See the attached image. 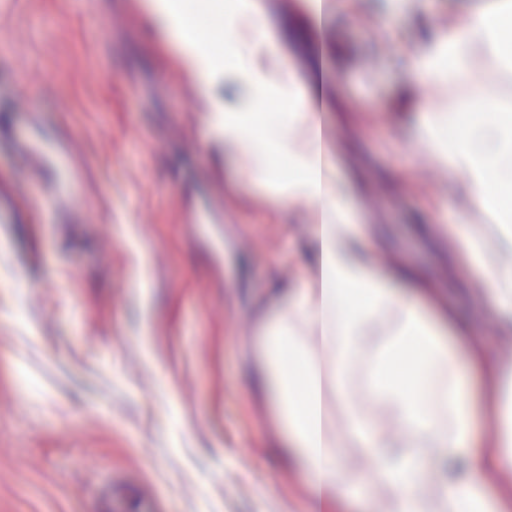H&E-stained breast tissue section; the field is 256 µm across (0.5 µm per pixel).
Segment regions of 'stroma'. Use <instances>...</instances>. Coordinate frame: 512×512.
Masks as SVG:
<instances>
[{
    "label": "stroma",
    "mask_w": 512,
    "mask_h": 512,
    "mask_svg": "<svg viewBox=\"0 0 512 512\" xmlns=\"http://www.w3.org/2000/svg\"><path fill=\"white\" fill-rule=\"evenodd\" d=\"M490 0H417L390 29L370 0L326 19L314 59L304 0H262L302 79L320 69L332 158L348 200L383 247L503 357L474 270L455 255L456 184L416 145L421 113L444 112L463 82L412 85L402 50ZM499 112L512 77L472 54ZM178 50L142 22L138 0H13L0 9V197L37 192L13 151L30 113L84 166L86 220L51 203L0 213V512H310L279 427L249 383L245 347L273 313L274 283L303 271L308 227L275 213L246 158L205 149L211 98Z\"/></svg>",
    "instance_id": "stroma-1"
}]
</instances>
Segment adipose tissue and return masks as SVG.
<instances>
[{
    "mask_svg": "<svg viewBox=\"0 0 512 512\" xmlns=\"http://www.w3.org/2000/svg\"><path fill=\"white\" fill-rule=\"evenodd\" d=\"M143 5L177 43L188 77L210 83L218 63L194 38L183 0ZM221 21L231 75L262 104L272 89L257 59L281 57L280 45L254 0H235ZM510 31L512 0L469 12L413 53L415 76L455 79L466 73L473 50L511 68ZM285 96L287 111L271 114L257 139L247 134L255 113L219 103L207 117L224 136L225 154L249 151L251 180L271 188L284 208L307 201L306 221L314 226L304 273L277 289L281 311L261 322L247 351L252 383L280 426L281 452L305 477L315 512H371L370 492L341 476L347 458L374 464L390 512H512V484L479 477L512 468V361L473 340L470 325L438 301L423 273L403 263L374 266L382 243L344 204L347 189L333 171L308 86L292 80ZM419 142L449 174L464 173L463 196L497 220L493 244L465 224L454 239L478 269L471 288L486 298L502 335L512 337V206L486 192L492 178L512 190V117L498 114L484 86L472 82L452 110L422 114ZM412 350L419 354L417 377L395 379L393 362ZM357 381L370 410L349 400ZM336 410L347 423L340 436L332 426ZM437 460L464 462L466 470L438 477L431 498L423 478Z\"/></svg>",
    "mask_w": 512,
    "mask_h": 512,
    "instance_id": "ef3b65f1",
    "label": "adipose tissue"
}]
</instances>
